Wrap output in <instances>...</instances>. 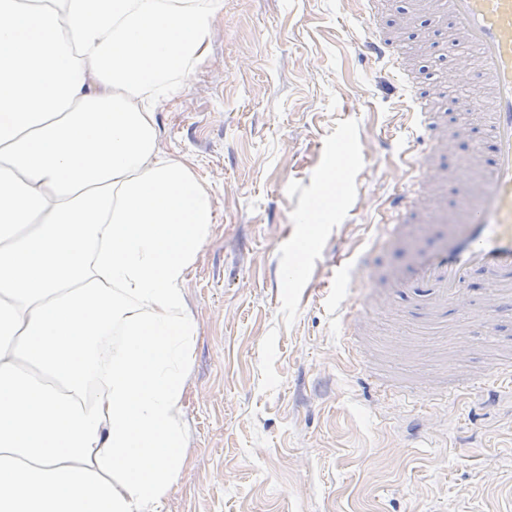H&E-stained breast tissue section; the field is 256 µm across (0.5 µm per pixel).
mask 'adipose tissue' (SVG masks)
<instances>
[{
  "label": "adipose tissue",
  "instance_id": "adipose-tissue-1",
  "mask_svg": "<svg viewBox=\"0 0 512 512\" xmlns=\"http://www.w3.org/2000/svg\"><path fill=\"white\" fill-rule=\"evenodd\" d=\"M223 7L0 0V512H164L185 465L216 206L156 111Z\"/></svg>",
  "mask_w": 512,
  "mask_h": 512
}]
</instances>
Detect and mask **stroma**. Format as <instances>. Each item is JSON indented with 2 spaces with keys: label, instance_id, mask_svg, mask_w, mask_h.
<instances>
[{
  "label": "stroma",
  "instance_id": "obj_1",
  "mask_svg": "<svg viewBox=\"0 0 512 512\" xmlns=\"http://www.w3.org/2000/svg\"><path fill=\"white\" fill-rule=\"evenodd\" d=\"M413 2L390 0L384 22L422 59ZM369 36L356 0H224L207 59L158 109L161 152L216 200L186 283L187 464L165 512H512V400H404L443 385L454 336L401 361L384 303L358 341L336 308L337 264L356 303L358 281L389 283L439 238L359 262L413 154L411 102L362 54Z\"/></svg>",
  "mask_w": 512,
  "mask_h": 512
}]
</instances>
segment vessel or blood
<instances>
[{"instance_id": "vessel-or-blood-1", "label": "vessel or blood", "mask_w": 512, "mask_h": 512, "mask_svg": "<svg viewBox=\"0 0 512 512\" xmlns=\"http://www.w3.org/2000/svg\"><path fill=\"white\" fill-rule=\"evenodd\" d=\"M362 19L371 36L364 46L370 56H390L399 60L396 36L382 23L383 0H360ZM448 30L456 41L465 43L474 58H455L444 78L414 81L410 70H403L405 84L418 106L406 128V138L415 149L417 176L411 196L396 195L387 224L381 225L382 238L407 242L425 238L429 228L438 226V243L417 252L408 274L390 283L396 293L415 300L417 309L444 317L449 308H458L457 320L467 324L463 311L472 285H480L486 312L495 318L512 314V0H437L435 24L427 32L436 37ZM477 81L491 98L487 121L479 140L490 145L488 155L456 164L454 181L461 191L460 211L449 219L447 210L427 207L439 183L448 172L437 167L435 157L444 151L446 138L460 128L455 104L442 110L428 107V97L438 81L460 78ZM364 301L347 310L349 324L366 329V305L375 298L378 285L364 283ZM512 385V353L500 360L494 372L469 377H450L448 392L477 388L486 392Z\"/></svg>"}]
</instances>
